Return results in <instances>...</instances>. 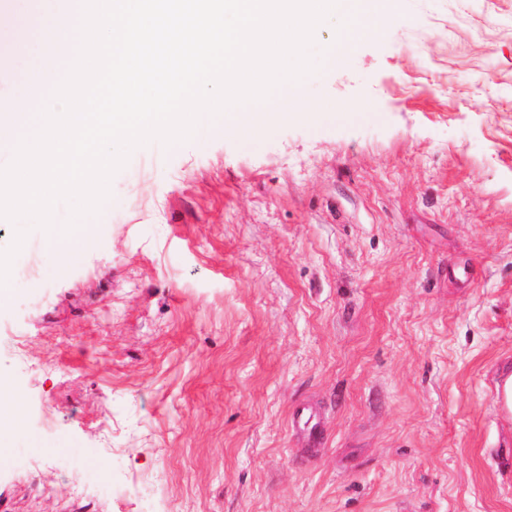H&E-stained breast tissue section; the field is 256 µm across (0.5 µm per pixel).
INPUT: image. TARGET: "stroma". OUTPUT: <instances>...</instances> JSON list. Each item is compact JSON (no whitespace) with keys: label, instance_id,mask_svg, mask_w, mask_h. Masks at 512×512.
<instances>
[{"label":"stroma","instance_id":"35a3bbf8","mask_svg":"<svg viewBox=\"0 0 512 512\" xmlns=\"http://www.w3.org/2000/svg\"><path fill=\"white\" fill-rule=\"evenodd\" d=\"M305 99L136 149L70 259L30 229L0 512H512V0H399Z\"/></svg>","mask_w":512,"mask_h":512}]
</instances>
